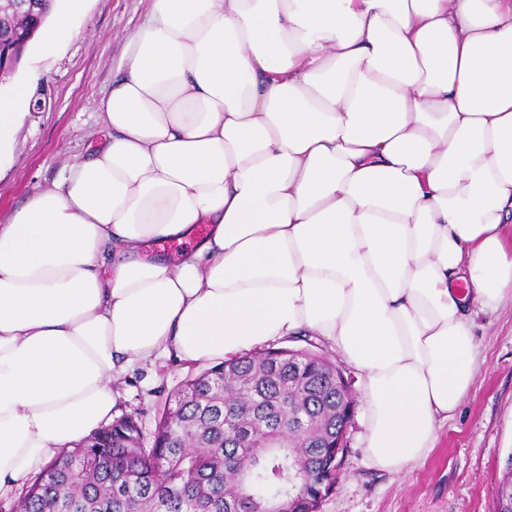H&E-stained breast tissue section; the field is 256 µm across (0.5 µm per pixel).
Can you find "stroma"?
<instances>
[{"mask_svg":"<svg viewBox=\"0 0 512 512\" xmlns=\"http://www.w3.org/2000/svg\"><path fill=\"white\" fill-rule=\"evenodd\" d=\"M152 0H85L74 31L51 55L38 42L26 48L18 69L0 81L8 94L30 82L37 109H27L15 142L0 163V224L35 193L61 183L75 159L98 145L100 101L120 78L130 40L145 23ZM476 340L481 363L453 418L441 425L428 458L404 474L369 467L361 418L347 429L340 476L320 512H493L494 492L512 454V300L480 319ZM273 347L311 349L327 357L360 394L363 379L318 336H286ZM175 356L122 371L112 383L113 417L137 418L152 437L168 396L186 379L207 370Z\"/></svg>","mask_w":512,"mask_h":512,"instance_id":"stroma-1","label":"stroma"}]
</instances>
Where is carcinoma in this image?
Masks as SVG:
<instances>
[{
    "label": "carcinoma",
    "instance_id": "cac0c4a2",
    "mask_svg": "<svg viewBox=\"0 0 512 512\" xmlns=\"http://www.w3.org/2000/svg\"><path fill=\"white\" fill-rule=\"evenodd\" d=\"M52 0L20 18L0 5V37L25 51ZM274 350L245 354L186 380L152 446L130 416L62 450L23 489L15 512H319L336 482V447L355 402L336 366L307 352L296 369ZM495 512H512V455Z\"/></svg>",
    "mask_w": 512,
    "mask_h": 512
}]
</instances>
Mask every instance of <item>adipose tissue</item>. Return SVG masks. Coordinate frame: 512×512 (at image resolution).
Returning <instances> with one entry per match:
<instances>
[{
    "instance_id": "obj_1",
    "label": "adipose tissue",
    "mask_w": 512,
    "mask_h": 512,
    "mask_svg": "<svg viewBox=\"0 0 512 512\" xmlns=\"http://www.w3.org/2000/svg\"><path fill=\"white\" fill-rule=\"evenodd\" d=\"M100 109L0 224V497L111 419L119 369L299 334L362 375L367 465L427 459L512 294V0H155Z\"/></svg>"
}]
</instances>
